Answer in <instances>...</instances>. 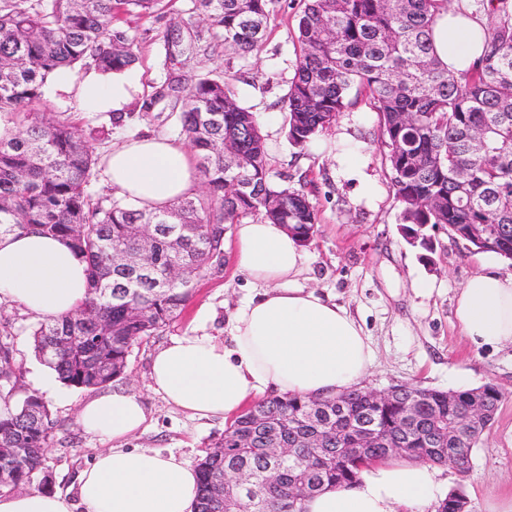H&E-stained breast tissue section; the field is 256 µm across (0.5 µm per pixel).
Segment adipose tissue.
Returning <instances> with one entry per match:
<instances>
[{
  "instance_id": "adipose-tissue-1",
  "label": "adipose tissue",
  "mask_w": 512,
  "mask_h": 512,
  "mask_svg": "<svg viewBox=\"0 0 512 512\" xmlns=\"http://www.w3.org/2000/svg\"><path fill=\"white\" fill-rule=\"evenodd\" d=\"M486 23L476 14L436 15L439 60L461 73L484 53ZM141 91L129 71L63 67L52 97L72 112L126 111ZM112 187L139 207L160 209L192 195L198 173L181 141L150 135L114 146L102 158ZM235 259L259 293L232 312L228 342L182 336L157 350L149 385L188 416L237 415L266 390L281 396L328 397L359 388L372 361L370 339L343 306L313 288L297 287L307 269L305 248L281 224L244 221L234 227ZM88 293L86 264L65 242L31 231L0 236V302L42 319L73 313ZM460 333L473 344H512V272L488 258L461 288L455 305ZM78 422L107 442L78 481L76 497L29 489L0 493V512H193L197 472L175 454L129 447L147 422L140 396L118 388L88 398ZM449 489L440 471L418 461L365 466L357 480L329 487L305 512H436Z\"/></svg>"
}]
</instances>
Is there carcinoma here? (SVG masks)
<instances>
[{"instance_id":"obj_1","label":"carcinoma","mask_w":512,"mask_h":512,"mask_svg":"<svg viewBox=\"0 0 512 512\" xmlns=\"http://www.w3.org/2000/svg\"><path fill=\"white\" fill-rule=\"evenodd\" d=\"M160 0H0V112L17 116L16 133L0 138V235L35 230L67 241L87 264L88 297L71 316L43 319L28 333L34 356L71 388L98 390L120 380L136 344L173 322L206 271L224 265V225L256 219L288 224L307 245L316 233L317 211L308 195L271 180L266 138L258 116L240 105L232 84L203 74L193 82L177 76L143 101L148 112L169 100L178 113L196 169L206 187L158 210L137 207L124 197H97L89 191L100 156L69 122L44 113V88L61 66L104 72L133 67L138 56L123 15L150 14ZM502 15L487 30L479 66L455 74L433 53L432 26L448 0H303L298 19L300 53L283 97L289 142L306 148L339 115L366 94L379 115V137L404 224H454L463 232L485 225L492 245L512 259V9L498 0ZM189 19L163 33L166 59L178 54L193 62L221 47L245 58L264 40L273 0H190ZM242 151L244 166L224 168V149ZM237 178L244 188L227 195ZM137 224H187L177 246L165 235L155 245V265L181 270L166 284L155 272L120 266L119 254H134ZM141 305V317L127 304ZM12 332L0 323V396L16 401L0 417V446L26 448L22 467L0 457V491L44 487L37 482L54 437L55 421L43 395L24 390L23 362ZM418 413L406 422L405 396L382 403L361 390L347 395L341 414L334 398L270 395L237 415L224 436L206 447L197 464L196 512H225L202 506L210 485L226 469L258 476L274 464L265 433L253 417L276 421L275 435L295 444L305 467L279 462L280 480L255 484L257 502L239 501L241 512H304L306 498L328 486L354 482L363 465L390 457L383 448L336 454L349 420L367 418L383 432L406 437L404 458L447 465L436 452L450 448L470 468L481 435L468 432L464 418L478 388L456 396L416 386ZM309 437L320 448H305Z\"/></svg>"}]
</instances>
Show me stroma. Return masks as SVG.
Here are the masks:
<instances>
[{
    "label": "stroma",
    "instance_id": "stroma-1",
    "mask_svg": "<svg viewBox=\"0 0 512 512\" xmlns=\"http://www.w3.org/2000/svg\"><path fill=\"white\" fill-rule=\"evenodd\" d=\"M186 4L187 0H161L151 16L127 18L139 57L134 71L140 77L143 95H150L153 86L167 75L162 35ZM300 12V0H275L257 54L240 58L222 51L205 60L203 69L232 78L240 101L259 115L273 180L309 192L318 212L317 234L306 248L310 271L299 284L331 295L362 325L374 353L365 387L382 390L416 383L457 390L490 383L504 393L493 425L474 450L469 473L462 476L447 468L443 475L451 488L465 492L472 512H512V345L474 346L461 336L454 318L458 293L481 271L482 257L468 253L463 243L443 231L433 233L429 254L403 239L401 206L378 140V115L368 98L359 97L356 105L340 114L335 125L306 150L289 143L280 100L294 72ZM58 116L75 124L83 135L105 128L106 137L93 143L99 153L145 133L179 135L177 115L164 101L148 112L131 107L119 123L107 113L87 116L62 110ZM341 133L362 147L364 171L373 184L372 199L357 194L356 182L340 173L328 151ZM423 281L432 282L430 293L418 291L417 285ZM254 294L246 275L236 266L233 239H226L220 271L205 273L182 314L147 343L132 349L127 377L120 385L140 394L150 423L130 440V447L171 452L193 465L207 444L223 436L226 420L190 418L150 389V359L178 336H223L231 312ZM0 316L13 323L14 345L26 370L27 389L40 391L47 368L32 353L25 332L34 324V316L9 302L0 303ZM87 396V391L60 385L47 398L57 421L45 462L50 489L74 486L80 471L103 446L77 421L78 406Z\"/></svg>",
    "mask_w": 512,
    "mask_h": 512
}]
</instances>
